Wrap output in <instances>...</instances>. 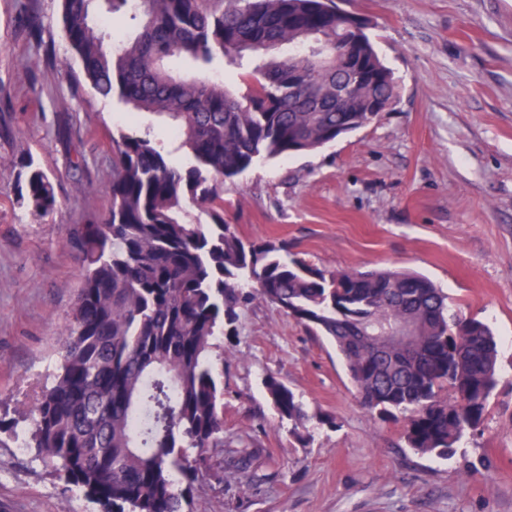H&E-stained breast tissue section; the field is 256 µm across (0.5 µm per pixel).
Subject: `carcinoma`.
<instances>
[{
  "label": "carcinoma",
  "instance_id": "carcinoma-1",
  "mask_svg": "<svg viewBox=\"0 0 512 512\" xmlns=\"http://www.w3.org/2000/svg\"><path fill=\"white\" fill-rule=\"evenodd\" d=\"M136 22L106 42L89 21L92 0H61L65 36L85 79L103 98L166 121L177 166L143 133L111 137L110 206L76 224L65 246L83 282L51 385L18 412L14 433L55 475L102 512H194L197 486L224 482L223 354L237 308L254 296L330 338L359 404L404 418L409 448L448 458L484 419L498 383V344L488 324L449 313L448 296L426 277L379 269L336 273L290 254L288 243L243 240L224 222V181L259 158L315 151L374 120L372 101L392 107L393 71L365 29L334 0H107ZM361 45L364 82L336 69V53ZM188 61L174 75L166 62ZM242 70L246 90L216 76ZM18 203L34 216L54 210L52 179L21 165ZM207 221L189 218V206ZM416 327L413 353L378 355L364 333ZM279 419L307 414L276 378L265 380Z\"/></svg>",
  "mask_w": 512,
  "mask_h": 512
}]
</instances>
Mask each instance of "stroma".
I'll use <instances>...</instances> for the list:
<instances>
[{"label":"stroma","mask_w":512,"mask_h":512,"mask_svg":"<svg viewBox=\"0 0 512 512\" xmlns=\"http://www.w3.org/2000/svg\"><path fill=\"white\" fill-rule=\"evenodd\" d=\"M0 0V512H99L17 450L16 408L51 381L81 287L67 229L107 211L112 133L127 107L85 81L59 0ZM367 19L400 95L371 123L307 153L257 160L224 184V218L247 241H284L325 271L408 269L487 323L499 382L482 424L445 460L408 448L401 426L364 410L325 336L254 298L238 308L224 356V479L195 492L197 512H512V0H337ZM54 179L56 208L16 202L19 165ZM302 404L280 421L264 380Z\"/></svg>","instance_id":"obj_1"}]
</instances>
